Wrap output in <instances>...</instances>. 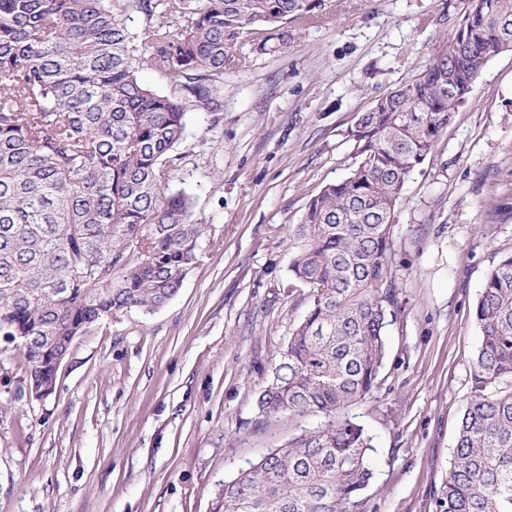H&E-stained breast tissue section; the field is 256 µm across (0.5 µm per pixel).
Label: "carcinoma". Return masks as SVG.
Masks as SVG:
<instances>
[{
  "instance_id": "obj_1",
  "label": "carcinoma",
  "mask_w": 512,
  "mask_h": 512,
  "mask_svg": "<svg viewBox=\"0 0 512 512\" xmlns=\"http://www.w3.org/2000/svg\"><path fill=\"white\" fill-rule=\"evenodd\" d=\"M166 0L184 27L150 31L145 55L126 24L155 0H0V343L19 350L28 382L54 383L77 336L132 308L153 312L179 291L205 225L183 190L165 194L187 111L218 106L227 41L274 30L324 0ZM512 0H469L462 23L416 77L352 131L358 163L325 185L289 228V272L312 305L256 399L264 418L328 422L273 448L224 482L216 512H363L373 437L336 417L374 392L394 316L381 289L395 209L411 173L448 127L474 72L498 49ZM151 66L180 86H145ZM481 331L473 396L461 418L441 512H512V254L474 307ZM509 382L495 396L488 380Z\"/></svg>"
}]
</instances>
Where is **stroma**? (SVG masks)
Segmentation results:
<instances>
[{
    "instance_id": "stroma-1",
    "label": "stroma",
    "mask_w": 512,
    "mask_h": 512,
    "mask_svg": "<svg viewBox=\"0 0 512 512\" xmlns=\"http://www.w3.org/2000/svg\"><path fill=\"white\" fill-rule=\"evenodd\" d=\"M466 7L325 0L238 38L220 107L191 110L169 180L205 227L179 293L78 336L43 400L21 354L0 352V512H214L225 481L320 424L255 406L312 304L288 228L355 168L358 115L419 75ZM391 234L384 367L345 414L376 448L364 512H436L474 395L473 308L512 254V49L411 174Z\"/></svg>"
}]
</instances>
